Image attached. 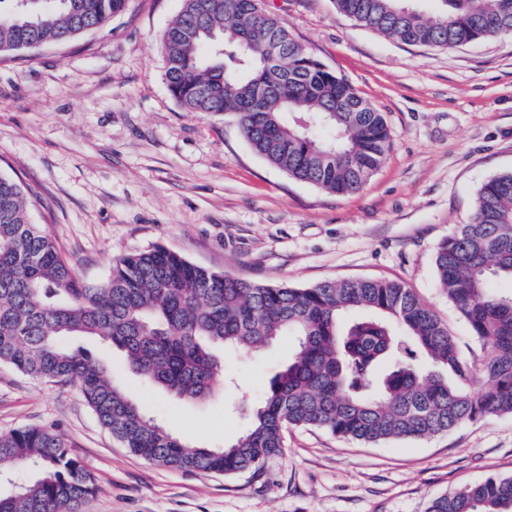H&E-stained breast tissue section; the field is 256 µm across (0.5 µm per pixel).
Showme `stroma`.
<instances>
[{
  "mask_svg": "<svg viewBox=\"0 0 512 512\" xmlns=\"http://www.w3.org/2000/svg\"><path fill=\"white\" fill-rule=\"evenodd\" d=\"M182 0H130L64 44L0 56V173L30 187L36 222L79 276L107 279L119 257L154 247L250 282L404 283L480 365L483 350L437 285L434 254L469 223L489 177L512 170V36L453 49L408 45L356 25L331 0H263L291 37L385 118L393 147L354 195L267 164L233 116L185 111L165 79L163 34ZM140 408L190 443L223 447L241 430L216 380L201 401L146 387L120 353L84 339ZM294 351L228 353L225 377L260 400ZM63 435L97 491L79 512H426L436 497L512 475V415L429 439L365 444L291 428L261 477L185 472L134 455L76 384L0 366V432Z\"/></svg>",
  "mask_w": 512,
  "mask_h": 512,
  "instance_id": "1",
  "label": "stroma"
}]
</instances>
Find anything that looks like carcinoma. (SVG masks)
<instances>
[{"label":"carcinoma","mask_w":512,"mask_h":512,"mask_svg":"<svg viewBox=\"0 0 512 512\" xmlns=\"http://www.w3.org/2000/svg\"><path fill=\"white\" fill-rule=\"evenodd\" d=\"M0 9V54L67 42L124 11L128 0H19ZM357 25L409 44L454 48L512 36V0H331ZM168 89L188 112L231 114L254 153L300 182L358 192L386 160V122L343 76L300 50L285 23L251 0H183L163 34ZM437 280L484 357L476 369L435 312L404 284L324 280L256 284L154 248L120 257L86 283L33 220L26 191L0 174V364L72 382L100 423L157 465L259 473L290 427L377 444L424 439L486 415H512V170L485 181L471 221L435 252ZM295 352L262 401L232 404L243 431L222 448L194 446L147 416L97 356L68 343L91 336L123 352L147 383L180 399L207 397L224 362L211 351L259 354L282 336ZM0 512H78L95 481L47 428L0 433ZM427 512H512V475L431 501Z\"/></svg>","instance_id":"carcinoma-1"}]
</instances>
